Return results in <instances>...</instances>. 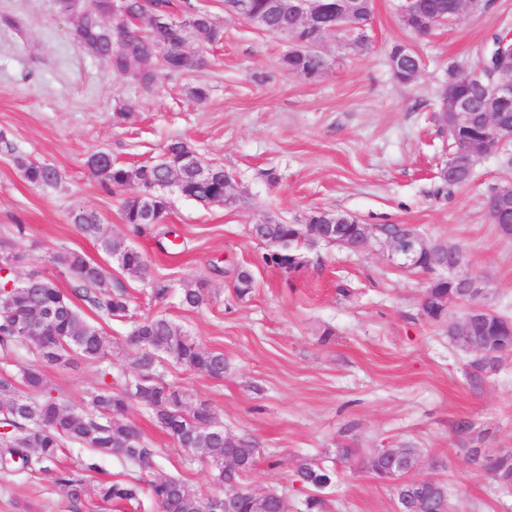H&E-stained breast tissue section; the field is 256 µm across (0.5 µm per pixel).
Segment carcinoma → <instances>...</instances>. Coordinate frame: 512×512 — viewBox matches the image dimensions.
<instances>
[{
	"instance_id": "cac0c4a2",
	"label": "carcinoma",
	"mask_w": 512,
	"mask_h": 512,
	"mask_svg": "<svg viewBox=\"0 0 512 512\" xmlns=\"http://www.w3.org/2000/svg\"><path fill=\"white\" fill-rule=\"evenodd\" d=\"M177 5L171 0H56L57 13L73 16L78 20L75 32L83 48L96 53L112 55V72L125 74L123 57L116 43L118 34L129 31L135 41L134 55L137 57L134 76L139 84L148 89L159 74H181L187 70L201 68L204 57L176 51L167 56H158L155 47L162 40L182 43L193 36L197 40L212 44L220 41L223 31L211 25L210 15L198 9L189 0L177 6L186 16L185 28L177 31L163 27L148 26L142 29L137 21L144 16L166 15ZM294 30L306 42L323 43L336 36H354L356 31L345 27L339 31L324 33L315 28H297L291 14H274L266 17L264 30L280 34L285 29ZM404 70L394 75L397 82L409 84L419 76L422 60L414 51H407ZM281 68L295 77L313 80L319 77L324 60L313 56L285 54L280 60ZM485 138L484 126L477 121L461 125L449 131L450 143L481 141ZM102 153L91 154L86 165L90 174L106 189L122 190L131 185L140 186L136 194L123 198L121 212L124 223L136 231L149 221L159 224L168 209V200L163 190L170 182V167L178 165L181 172L176 189L185 198L209 205L224 197V180L229 176L221 163H208L211 174L203 179L198 176L197 165L204 163L198 151L187 141L173 140L166 147L163 158L152 164L125 166L108 159L100 161ZM16 167L26 182L33 186H52L61 180L59 171L48 164L29 160L26 156H13ZM486 198L485 206L493 224L500 225L503 235L512 234V213L496 214ZM70 221L85 236L95 240L101 250L111 257L126 274L141 276L145 260L134 247L120 237L107 234L101 224V216L94 210L77 207L70 212ZM298 225L253 224L250 233L268 248L263 261L269 266L295 270L303 264L298 251L300 245L296 230ZM437 252L430 259L417 264L414 270L429 274L424 295L428 298L446 295L463 304L471 301L469 289L451 280L440 278L434 268L436 260L448 248L445 242H434ZM90 258L84 254L64 250L52 257L54 266L70 273L76 281L73 294L90 303L110 317H124L129 310L130 299L126 291H108L103 286L107 270L97 264L89 265ZM28 276L44 280L45 287L34 288L24 302H18L17 294L0 295V349L8 353L14 347H24L30 359L11 373L0 372V466L9 470L12 464L31 472H48L53 483L68 497L75 512L88 504L103 507L111 503L141 504L146 496L159 512H211L224 506L220 496H203L177 477L144 479V475L155 467V454L145 444L142 434L133 425L124 421L129 401L140 403L149 416L163 431L170 434L179 447L193 458L208 463L214 482L222 485L228 475L224 474V459H232L238 467L235 480L242 479L256 465L260 448L250 436H216L206 427L210 407L205 403L190 405L186 393L178 386L165 382L157 369L164 362L203 373L214 379L224 377L226 361L224 354L208 351L197 344L183 328L164 315L146 316L134 323L126 343L137 351L135 360L140 374L131 379L136 382L133 392H128L129 379L113 373L109 356L112 355V337L101 327L89 322L74 301L61 291L55 282L38 269ZM255 281L248 267L236 269L233 288L239 299L250 295L252 289L246 284ZM179 301L186 310H197L208 301L205 284L194 288H183ZM54 310L56 319L37 329L34 335L22 333L21 322L48 310ZM503 317L492 312L476 316L473 322L469 345L483 352L479 359H472L467 373L469 384L480 387L499 366L495 355L498 346L512 341L511 336L499 335ZM79 357L93 364L101 381V387L92 395L90 411L78 413L51 394L44 368L49 365L68 363ZM456 431L466 436L469 446L465 448V460L473 468L488 472L502 489L512 485V454L496 456L486 454L480 447L482 436L474 433L470 421L461 418L456 422ZM90 446L92 456L80 461L79 468L71 470L58 467L59 457L66 445ZM342 459L356 458L361 469L374 479L387 467L385 456L378 448L338 449ZM116 457L137 468L139 476L126 480L87 477L90 472H99L97 459ZM295 473L309 494L304 500L305 512H326L325 491L334 483L335 471L318 460L301 457L295 461ZM257 491L242 487L239 490L233 512H252L253 499ZM398 495L412 501L415 512H434V505L448 502V487L437 479L419 486L399 485ZM292 500L287 492L275 490L269 496L268 512H290Z\"/></svg>"
}]
</instances>
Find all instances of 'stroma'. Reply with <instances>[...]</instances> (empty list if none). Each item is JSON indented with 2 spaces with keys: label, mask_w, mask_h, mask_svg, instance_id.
I'll list each match as a JSON object with an SVG mask.
<instances>
[{
  "label": "stroma",
  "mask_w": 512,
  "mask_h": 512,
  "mask_svg": "<svg viewBox=\"0 0 512 512\" xmlns=\"http://www.w3.org/2000/svg\"><path fill=\"white\" fill-rule=\"evenodd\" d=\"M192 2L222 27L223 41L204 47L189 40L187 52L206 51L208 66L160 75L146 90L88 54L73 38L75 19L60 16L54 0H0V134L14 147L0 151V242L22 254L16 274L43 267L58 288L71 291L70 275L48 259L63 249L101 258L97 243L69 221L74 207L96 210L105 229L146 261L138 279L106 265L109 289L131 297L128 319L108 320L81 306L115 342L113 368L135 375L136 353L123 338L132 321L155 314L223 353V379L171 366L164 379L190 404L206 403L227 433L258 441L263 456L245 483L287 491L292 512H303L306 496L294 476L299 456L335 467L329 512H396L393 484L340 463L337 450L409 443L424 452L410 479L444 481L448 512H512V491L466 464L465 439L455 431L465 418L482 434L487 454L512 448V356L472 388L468 356L449 343L443 325L421 314L427 274L389 262L379 235L356 252L323 244L305 250L303 266L289 274L263 262L266 248L249 233L261 216L292 224L315 208L348 212L375 227L409 224L428 242L462 246L465 273L486 290L484 305L512 318V237L484 208L492 189L512 183V142L482 157L469 183L441 189L448 135L436 116L449 65L472 69L494 35L512 34V0H491L425 41L401 24L397 0H374L367 45L329 42L332 65L311 82L280 71L283 36L229 15L223 0ZM396 45L423 61L413 83L392 76ZM199 84L208 89L201 102L187 94ZM128 102L133 111L119 117ZM175 139L222 162L238 201L204 206L175 195L162 223L134 234L121 216L122 193L99 184L86 160L104 151L120 164L151 162ZM17 153L57 168L60 183L28 184L13 163ZM167 228L183 235L184 250H158ZM238 266L250 267L257 280L243 301L230 275ZM157 278L172 283L173 296L147 294ZM201 281L207 305L179 308L177 290ZM45 375L61 403L77 411L88 409L100 386L94 367L80 359L46 367ZM127 418L155 451L153 477L177 476L202 495H223L209 466L190 460L140 404L130 403ZM272 454L280 459L274 468ZM0 512L70 508L48 474L0 472Z\"/></svg>",
  "instance_id": "stroma-1"
}]
</instances>
